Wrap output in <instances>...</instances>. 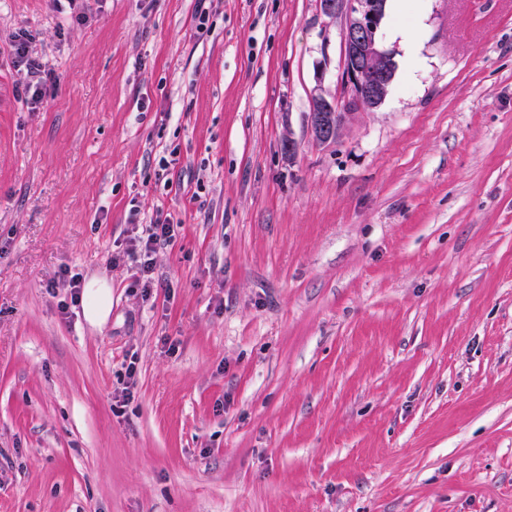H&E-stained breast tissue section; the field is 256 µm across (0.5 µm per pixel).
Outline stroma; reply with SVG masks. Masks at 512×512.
I'll return each mask as SVG.
<instances>
[{
    "instance_id": "35a3bbf8",
    "label": "stroma",
    "mask_w": 512,
    "mask_h": 512,
    "mask_svg": "<svg viewBox=\"0 0 512 512\" xmlns=\"http://www.w3.org/2000/svg\"><path fill=\"white\" fill-rule=\"evenodd\" d=\"M198 8L0 0V512H512V0L388 7L329 145L340 20ZM134 209L181 222L145 290ZM31 35L26 29H17L9 36V47L17 66L26 72L28 89L32 90V99H39L44 85L45 70L42 65L30 55L29 44ZM353 112H338L336 103L323 95L313 99L308 113V126L312 138L321 143L335 142L348 115ZM111 285L105 278L93 277L87 281L83 295V312L93 327L101 326L111 311Z\"/></svg>"
}]
</instances>
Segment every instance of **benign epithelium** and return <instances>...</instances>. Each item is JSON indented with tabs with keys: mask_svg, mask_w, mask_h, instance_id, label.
I'll return each mask as SVG.
<instances>
[{
	"mask_svg": "<svg viewBox=\"0 0 512 512\" xmlns=\"http://www.w3.org/2000/svg\"><path fill=\"white\" fill-rule=\"evenodd\" d=\"M322 13L341 19L344 49L343 79L350 92L348 107L374 110L386 99L394 78L393 53L380 38L387 0H319ZM348 113L335 101L317 95L308 113L312 138L327 144L336 141Z\"/></svg>",
	"mask_w": 512,
	"mask_h": 512,
	"instance_id": "obj_1",
	"label": "benign epithelium"
}]
</instances>
